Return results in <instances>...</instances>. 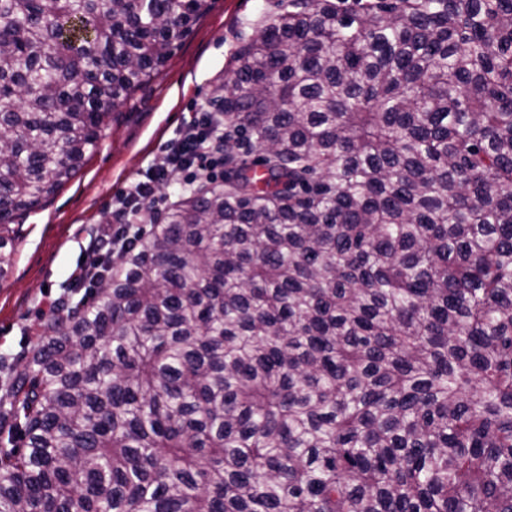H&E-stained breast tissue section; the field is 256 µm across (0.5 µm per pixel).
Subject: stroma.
Returning a JSON list of instances; mask_svg holds the SVG:
<instances>
[{"label": "stroma", "mask_w": 512, "mask_h": 512, "mask_svg": "<svg viewBox=\"0 0 512 512\" xmlns=\"http://www.w3.org/2000/svg\"><path fill=\"white\" fill-rule=\"evenodd\" d=\"M278 0H211L166 67L112 113L77 174L40 209L16 218L14 255L0 276V388L51 317L52 303L83 296L73 273L86 254L84 229L107 223L115 196L145 175L161 146L212 104L235 51L256 36Z\"/></svg>", "instance_id": "35a3bbf8"}]
</instances>
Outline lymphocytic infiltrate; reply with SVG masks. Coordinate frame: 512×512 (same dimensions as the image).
I'll return each mask as SVG.
<instances>
[{
  "mask_svg": "<svg viewBox=\"0 0 512 512\" xmlns=\"http://www.w3.org/2000/svg\"><path fill=\"white\" fill-rule=\"evenodd\" d=\"M224 170V116L219 112L196 113L177 136L162 147L144 178L125 187L112 205L110 223L87 230L88 260L75 277L85 285L95 274L98 262L127 248L130 237L125 230L131 217L150 224L160 223L164 212L156 205L161 185L184 181L204 186L216 183Z\"/></svg>",
  "mask_w": 512,
  "mask_h": 512,
  "instance_id": "1",
  "label": "lymphocytic infiltrate"
}]
</instances>
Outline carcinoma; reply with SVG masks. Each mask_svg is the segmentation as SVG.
Masks as SVG:
<instances>
[{
  "label": "carcinoma",
  "mask_w": 512,
  "mask_h": 512,
  "mask_svg": "<svg viewBox=\"0 0 512 512\" xmlns=\"http://www.w3.org/2000/svg\"><path fill=\"white\" fill-rule=\"evenodd\" d=\"M211 0H0V276ZM224 187L10 369L0 512H512V0H285Z\"/></svg>",
  "instance_id": "cac0c4a2"
}]
</instances>
